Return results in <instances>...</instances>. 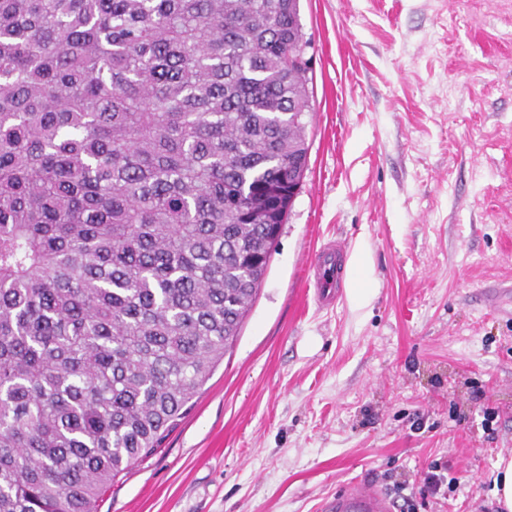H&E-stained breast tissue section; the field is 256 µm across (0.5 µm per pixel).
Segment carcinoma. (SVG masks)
Masks as SVG:
<instances>
[{
    "mask_svg": "<svg viewBox=\"0 0 512 512\" xmlns=\"http://www.w3.org/2000/svg\"><path fill=\"white\" fill-rule=\"evenodd\" d=\"M298 0H0V512H97L233 348L308 167Z\"/></svg>",
    "mask_w": 512,
    "mask_h": 512,
    "instance_id": "cac0c4a2",
    "label": "carcinoma"
}]
</instances>
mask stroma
Returning a JSON list of instances; mask_svg holds the SVG:
<instances>
[{
	"label": "stroma",
	"instance_id": "obj_1",
	"mask_svg": "<svg viewBox=\"0 0 512 512\" xmlns=\"http://www.w3.org/2000/svg\"><path fill=\"white\" fill-rule=\"evenodd\" d=\"M309 166L240 335L98 512H499L512 455V0H299ZM341 240L329 309L305 268ZM366 299H357L355 289ZM438 466L447 481L423 495ZM496 468L501 474L494 483V496L503 512L512 511V457L500 456ZM499 474V475H500ZM326 512H395L393 502L374 485L357 483L324 502Z\"/></svg>",
	"mask_w": 512,
	"mask_h": 512
}]
</instances>
